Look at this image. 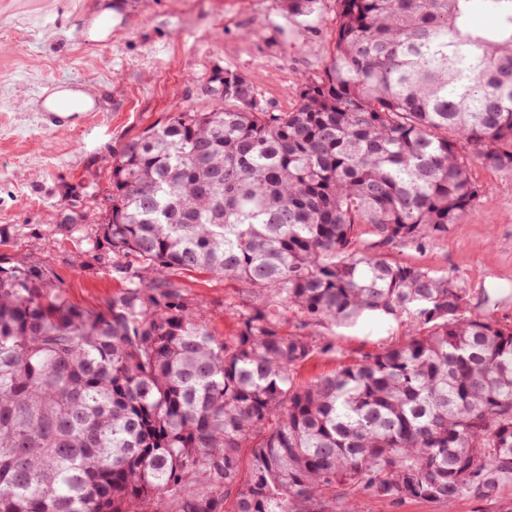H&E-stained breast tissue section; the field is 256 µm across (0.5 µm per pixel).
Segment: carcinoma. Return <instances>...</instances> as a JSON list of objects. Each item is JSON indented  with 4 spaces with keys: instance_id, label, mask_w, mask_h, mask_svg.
I'll use <instances>...</instances> for the list:
<instances>
[{
    "instance_id": "cac0c4a2",
    "label": "carcinoma",
    "mask_w": 512,
    "mask_h": 512,
    "mask_svg": "<svg viewBox=\"0 0 512 512\" xmlns=\"http://www.w3.org/2000/svg\"><path fill=\"white\" fill-rule=\"evenodd\" d=\"M319 0H288L309 22ZM335 0L333 52L271 112L233 71L213 109L172 112L112 151L102 238L125 291L76 306L0 262V512H356L449 507L512 477V325L448 272L391 263L448 236L512 168V0ZM84 212L57 228L77 231ZM205 269L254 302L218 340L171 280ZM378 313L401 345L308 385L332 345L280 332ZM250 449L247 475L242 453ZM199 481L202 487L190 490ZM358 512H448L443 505L424 501L407 500L394 503L360 495L357 499Z\"/></svg>"
}]
</instances>
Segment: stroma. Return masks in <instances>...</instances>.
<instances>
[{
  "label": "stroma",
  "instance_id": "35a3bbf8",
  "mask_svg": "<svg viewBox=\"0 0 512 512\" xmlns=\"http://www.w3.org/2000/svg\"><path fill=\"white\" fill-rule=\"evenodd\" d=\"M0 0V226L17 227L0 245V261L37 263L83 308H103L121 294L108 246L90 248L77 235L54 233L58 211L74 206L103 214L107 157L125 139L172 112L211 106L202 88L217 69L243 74L269 111L293 107L308 80L322 75L336 27L334 0H320L310 24L288 14V0ZM96 13L116 15L111 41L88 45L81 28ZM80 82L104 93L109 111L88 121L47 128L37 105L43 89ZM486 200L446 238L426 250L390 247L392 262L457 275L471 311L512 325V169L474 163ZM173 279L216 337L234 331L245 296L241 285L203 271ZM280 330L333 344L295 373L305 384L364 355L406 341L404 320L362 317L351 324L302 326L292 314ZM358 512H512V487L492 501L464 498L453 509L424 501L394 503L359 496Z\"/></svg>",
  "mask_w": 512,
  "mask_h": 512
}]
</instances>
